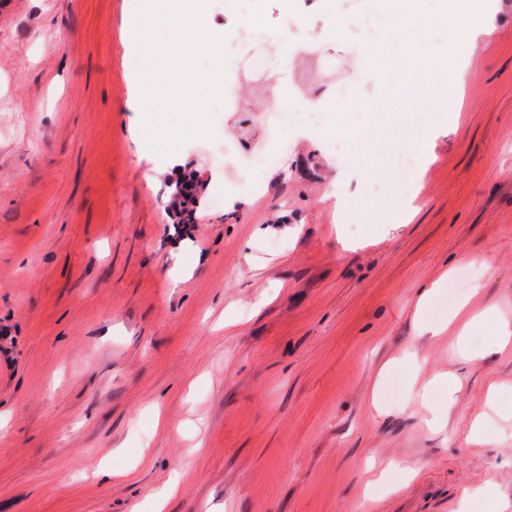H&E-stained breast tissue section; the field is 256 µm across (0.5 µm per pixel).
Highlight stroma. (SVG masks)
<instances>
[{
	"label": "stroma",
	"instance_id": "stroma-1",
	"mask_svg": "<svg viewBox=\"0 0 512 512\" xmlns=\"http://www.w3.org/2000/svg\"><path fill=\"white\" fill-rule=\"evenodd\" d=\"M495 4L440 112L435 86L383 88L362 53L382 35L325 37L353 0H205L211 34L245 11L320 40L371 106L283 132L257 190L203 138L173 168L142 156L140 0H0V512H458L486 486L512 512V418L487 405L512 346L467 362L421 332L463 300L512 321V0ZM387 100L404 141L435 115L415 199L402 223L340 224L333 190L398 172L327 139L372 135ZM190 173L184 226L167 200ZM412 361L460 377L446 427L410 397Z\"/></svg>",
	"mask_w": 512,
	"mask_h": 512
}]
</instances>
